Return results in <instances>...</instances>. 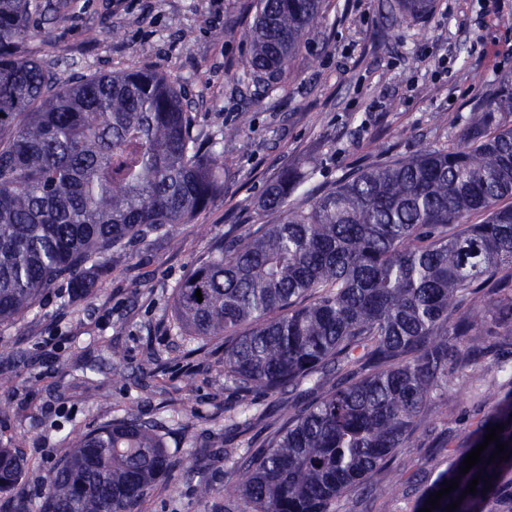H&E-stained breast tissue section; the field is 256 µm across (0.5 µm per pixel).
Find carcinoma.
Masks as SVG:
<instances>
[{
    "label": "carcinoma",
    "mask_w": 512,
    "mask_h": 512,
    "mask_svg": "<svg viewBox=\"0 0 512 512\" xmlns=\"http://www.w3.org/2000/svg\"><path fill=\"white\" fill-rule=\"evenodd\" d=\"M396 2L414 16L431 0ZM58 8L0 0V324L28 314L64 275L83 290L87 263L146 229L180 245L174 227L209 205L236 139L226 128L221 150L203 148L180 89L149 69L59 83L21 50L31 20ZM320 12L321 0H257L250 71L283 75ZM300 182L282 169L261 201L278 222L225 237L176 291L174 328L229 337L224 385L247 395L315 381L316 397L263 450H224L244 512H331L349 491L372 490L416 430L435 428L432 404L448 394L449 372L478 388L495 366L512 381L497 353L512 348V76L471 113L462 144L361 168L306 209L288 204ZM480 291L490 306L459 312ZM500 424L510 452L512 391L474 423L467 450L439 447L453 465L418 512L455 478L432 512L458 500L454 512H482L512 475V456L489 461L492 441L479 464L460 468ZM77 431L35 511L14 493L23 458L0 448V495L12 496L14 512H138L178 467L161 426L132 406ZM476 477L477 493L464 494Z\"/></svg>",
    "instance_id": "1"
}]
</instances>
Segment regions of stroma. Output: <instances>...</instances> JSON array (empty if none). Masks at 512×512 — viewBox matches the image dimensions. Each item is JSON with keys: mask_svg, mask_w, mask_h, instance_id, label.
<instances>
[{"mask_svg": "<svg viewBox=\"0 0 512 512\" xmlns=\"http://www.w3.org/2000/svg\"><path fill=\"white\" fill-rule=\"evenodd\" d=\"M395 0H324L319 22L284 78H244L255 0H68L26 44L55 65L62 80L126 68L168 76L181 90L200 141L237 127L224 158V184L209 206L178 227L173 249L150 232L111 254L80 295L67 282L46 289L24 318L0 325V448H17L28 497L71 449L75 426L92 427L135 407L167 429L168 453L181 465L159 480L140 512H222L240 504L222 456L196 457L206 444L254 448L302 406L291 393L253 396L248 427L230 429L244 402L224 386V340L173 328L176 290L229 227L253 234L276 223L259 201L283 165L321 164L290 197L308 207L320 189L356 168L421 147L458 145L471 112L487 104L512 72V0H431L419 17L399 15ZM447 69H439L440 56ZM121 352L124 363L112 358ZM166 364L149 389L141 370ZM506 393L498 374L471 388L448 384L435 429L413 434L393 464L356 489L333 512H414L449 464L435 446L465 448L472 423ZM194 467L228 496L199 498L184 470Z\"/></svg>", "mask_w": 512, "mask_h": 512, "instance_id": "obj_1", "label": "stroma"}]
</instances>
